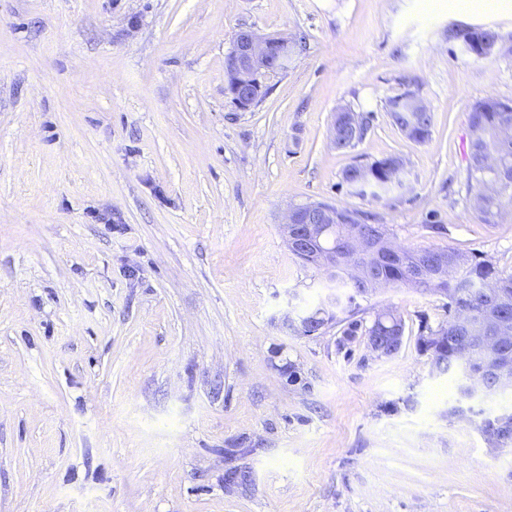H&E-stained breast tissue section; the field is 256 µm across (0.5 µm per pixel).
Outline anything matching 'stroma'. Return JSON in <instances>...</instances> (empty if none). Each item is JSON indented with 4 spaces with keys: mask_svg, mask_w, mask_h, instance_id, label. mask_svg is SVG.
Segmentation results:
<instances>
[{
    "mask_svg": "<svg viewBox=\"0 0 512 512\" xmlns=\"http://www.w3.org/2000/svg\"><path fill=\"white\" fill-rule=\"evenodd\" d=\"M250 27L306 44L240 110L225 58ZM469 28L500 50L466 53ZM409 85L422 143L387 110ZM487 97L512 100V0H0V512H512V452L417 348L446 297L357 299L401 316L389 357L283 326L336 291L280 235L303 203L512 271V216L468 203ZM341 106L373 116L352 149ZM390 155L400 187L344 183Z\"/></svg>",
    "mask_w": 512,
    "mask_h": 512,
    "instance_id": "obj_1",
    "label": "stroma"
}]
</instances>
